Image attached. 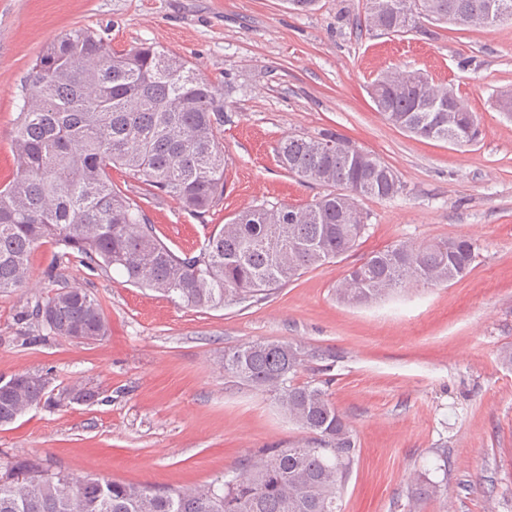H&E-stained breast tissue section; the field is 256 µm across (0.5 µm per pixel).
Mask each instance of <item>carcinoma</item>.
<instances>
[{
  "label": "carcinoma",
  "instance_id": "1",
  "mask_svg": "<svg viewBox=\"0 0 512 512\" xmlns=\"http://www.w3.org/2000/svg\"><path fill=\"white\" fill-rule=\"evenodd\" d=\"M512 22V0H366L362 24L401 36L427 23L470 17L489 7ZM376 111L417 137L471 144L479 121L445 85L396 68L372 85ZM11 142L18 171L0 185V295L23 287L32 252L64 248L46 271L59 287L36 301L30 316L53 336L92 342L109 332L97 298L63 282L62 260L107 273L196 309L259 301L306 271L358 246L368 232L359 200H390L403 191L395 171L342 134H289L277 144L279 166L300 182L328 188L306 205L262 203L239 212L208 237L198 253L171 250L135 199L112 182L121 168L201 215L224 195V147L218 137L220 90L189 61L151 44L117 51L97 31L75 27L39 54L21 86ZM475 244L465 236L415 245L395 241L347 271L339 298L360 304L410 283L448 284L466 275ZM52 307L49 318L41 316ZM321 350L297 342L255 340L224 350V375L269 393L304 436L262 448L230 480L194 487L86 475L87 481L36 459L0 467V512H338L337 497L358 455L346 419L324 387L295 381ZM0 393V426L51 401L49 378L18 375Z\"/></svg>",
  "mask_w": 512,
  "mask_h": 512
}]
</instances>
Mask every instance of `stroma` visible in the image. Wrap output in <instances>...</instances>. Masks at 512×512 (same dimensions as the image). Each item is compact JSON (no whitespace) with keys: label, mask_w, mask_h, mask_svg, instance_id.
<instances>
[{"label":"stroma","mask_w":512,"mask_h":512,"mask_svg":"<svg viewBox=\"0 0 512 512\" xmlns=\"http://www.w3.org/2000/svg\"><path fill=\"white\" fill-rule=\"evenodd\" d=\"M364 6L318 0L299 13L287 0H0V185L16 175L20 83L47 43L78 26L119 50L161 46L229 89L216 207L193 216L112 173L174 251H199L250 206L302 205L322 194L278 166L275 147L289 133L335 130L404 184L395 198L361 200L370 228L353 252L257 302L180 307L117 273L71 262V285L96 296L110 325L105 340L89 344L23 317L52 289L45 271L56 247L44 244L24 288L0 295V377L46 373L53 398L0 427V464L29 457L76 476L158 487L233 476L259 449L301 431L272 395L225 377L224 350L285 340L327 351L299 379L327 382L357 438L341 512H512V367L499 359L512 345V117L499 107L512 94V24L358 33L353 21ZM391 67L453 85L479 119L477 141L458 147L388 124L370 84ZM461 235L476 244L463 278L365 305L337 300L346 271L371 252ZM83 388L98 399H65ZM427 479L440 483L438 495L419 493Z\"/></svg>","instance_id":"stroma-1"}]
</instances>
